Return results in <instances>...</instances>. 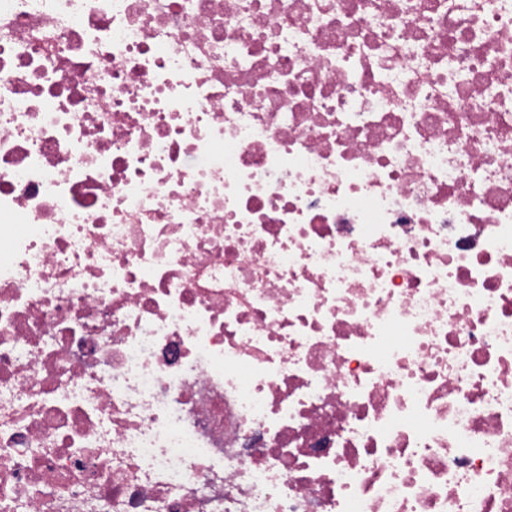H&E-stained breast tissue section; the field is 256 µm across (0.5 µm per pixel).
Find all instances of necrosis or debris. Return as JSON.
Returning <instances> with one entry per match:
<instances>
[{
    "instance_id": "4bbe7bcc",
    "label": "necrosis or debris",
    "mask_w": 512,
    "mask_h": 512,
    "mask_svg": "<svg viewBox=\"0 0 512 512\" xmlns=\"http://www.w3.org/2000/svg\"><path fill=\"white\" fill-rule=\"evenodd\" d=\"M0 512H512V0H0Z\"/></svg>"
}]
</instances>
